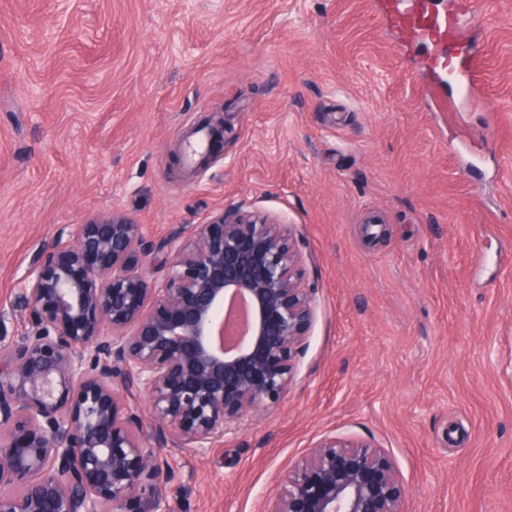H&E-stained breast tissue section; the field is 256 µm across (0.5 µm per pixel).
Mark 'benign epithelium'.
Masks as SVG:
<instances>
[{
	"mask_svg": "<svg viewBox=\"0 0 512 512\" xmlns=\"http://www.w3.org/2000/svg\"><path fill=\"white\" fill-rule=\"evenodd\" d=\"M154 252L161 279L142 268ZM298 262L290 225L242 205L160 247L116 212L45 245L26 331L0 342V487H21L0 512H169L160 449L202 453L288 393L313 321ZM262 512H407V492L385 449L332 437Z\"/></svg>",
	"mask_w": 512,
	"mask_h": 512,
	"instance_id": "1",
	"label": "benign epithelium"
}]
</instances>
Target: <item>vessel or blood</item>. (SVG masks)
I'll list each match as a JSON object with an SVG mask.
<instances>
[{
    "mask_svg": "<svg viewBox=\"0 0 512 512\" xmlns=\"http://www.w3.org/2000/svg\"><path fill=\"white\" fill-rule=\"evenodd\" d=\"M384 14L391 24L412 37L435 44L445 41L455 27L450 15L429 8L421 0H384ZM431 66L456 80L463 93H472L466 55L439 53L433 56Z\"/></svg>",
    "mask_w": 512,
    "mask_h": 512,
    "instance_id": "1",
    "label": "vessel or blood"
}]
</instances>
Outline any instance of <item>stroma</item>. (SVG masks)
<instances>
[{"instance_id": "35a3bbf8", "label": "stroma", "mask_w": 512, "mask_h": 512, "mask_svg": "<svg viewBox=\"0 0 512 512\" xmlns=\"http://www.w3.org/2000/svg\"><path fill=\"white\" fill-rule=\"evenodd\" d=\"M430 2L469 101L376 0H0V340L42 247L92 218L160 245L242 204L295 232L294 382L205 453L164 449L170 512H261L333 436L391 454L408 512H512V0ZM431 66L434 71L448 75L456 80L464 94H470L473 87L470 82L469 64L466 54L450 55L446 53H437L431 59Z\"/></svg>"}]
</instances>
